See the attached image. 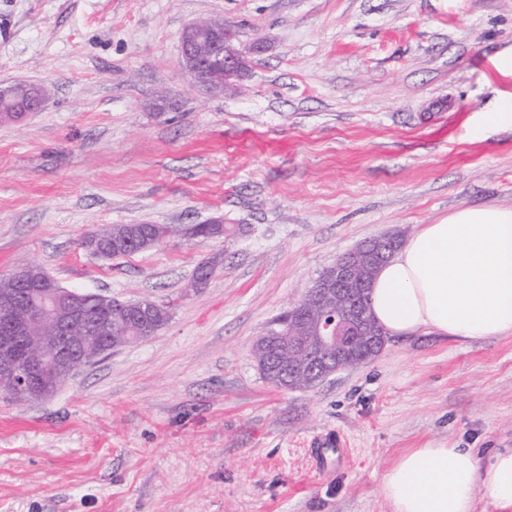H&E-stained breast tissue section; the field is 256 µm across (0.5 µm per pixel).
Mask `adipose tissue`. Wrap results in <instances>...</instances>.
<instances>
[{
	"label": "adipose tissue",
	"instance_id": "adipose-tissue-1",
	"mask_svg": "<svg viewBox=\"0 0 512 512\" xmlns=\"http://www.w3.org/2000/svg\"><path fill=\"white\" fill-rule=\"evenodd\" d=\"M370 310L391 337L460 342L512 335V207L457 210L405 240L371 284ZM392 512H512V448H412L385 473Z\"/></svg>",
	"mask_w": 512,
	"mask_h": 512
}]
</instances>
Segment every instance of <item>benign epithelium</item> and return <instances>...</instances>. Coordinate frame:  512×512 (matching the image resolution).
I'll use <instances>...</instances> for the list:
<instances>
[{
    "instance_id": "1",
    "label": "benign epithelium",
    "mask_w": 512,
    "mask_h": 512,
    "mask_svg": "<svg viewBox=\"0 0 512 512\" xmlns=\"http://www.w3.org/2000/svg\"><path fill=\"white\" fill-rule=\"evenodd\" d=\"M247 52L241 49L232 29L208 26L197 20L189 24L182 36V67L191 76L193 85L211 93H220L243 80L248 72ZM368 258L376 263L391 251L387 239L369 240ZM363 249L358 246L336 258L319 276L299 301L288 309L292 328L308 337L296 342L302 354L291 368L320 381L343 368L355 365L349 348L342 345L339 326L351 321L364 331V309L355 302L363 283ZM13 288L0 297V377L10 379L13 397L26 401L33 395L54 391L72 380L84 367L94 364L112 352V317L96 313L90 305L92 294L65 288L40 267L22 265L5 276ZM336 299L342 305L336 323L318 317L305 319L310 308L325 300ZM131 314L148 319L160 309L150 299L128 303ZM51 320L56 332L69 335L68 345L43 340L44 350L32 352V330ZM90 321L96 332L106 336L99 342L71 332Z\"/></svg>"
}]
</instances>
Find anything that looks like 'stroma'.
I'll list each match as a JSON object with an SVG mask.
<instances>
[{
	"label": "stroma",
	"instance_id": "35a3bbf8",
	"mask_svg": "<svg viewBox=\"0 0 512 512\" xmlns=\"http://www.w3.org/2000/svg\"><path fill=\"white\" fill-rule=\"evenodd\" d=\"M214 16L254 50L217 95L181 65L184 28ZM511 54L512 0H0V84L46 89L0 122V275L170 314L47 399L0 398V512H391L408 449L512 448L511 336L390 338L303 391L252 354L339 254L512 206V128L480 119L512 112ZM213 221L233 234L81 245ZM131 230H144L151 239L152 244L164 240L178 233L203 237H224L228 230L223 224H196L191 228H178L170 224H103L95 231L100 240L111 251L112 256L133 255L138 252L124 249V243L128 239ZM149 237L136 235L130 242L134 250L142 251L151 246ZM263 337L265 336H261L253 346V357L263 378L272 385L284 390H288V388L291 390L312 388L314 385L311 384L309 378H296L288 381V374H283V371L279 370L277 366L269 365V359L273 354V350Z\"/></svg>",
	"mask_w": 512,
	"mask_h": 512
}]
</instances>
